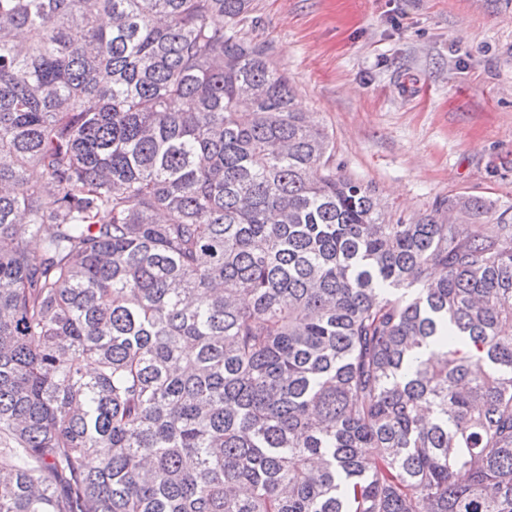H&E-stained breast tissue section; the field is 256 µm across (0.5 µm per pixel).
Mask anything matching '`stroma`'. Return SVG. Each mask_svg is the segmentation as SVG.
I'll return each instance as SVG.
<instances>
[{
	"label": "stroma",
	"mask_w": 512,
	"mask_h": 512,
	"mask_svg": "<svg viewBox=\"0 0 512 512\" xmlns=\"http://www.w3.org/2000/svg\"><path fill=\"white\" fill-rule=\"evenodd\" d=\"M242 32L389 218L477 196L475 229L512 207V0H254Z\"/></svg>",
	"instance_id": "obj_1"
}]
</instances>
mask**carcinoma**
<instances>
[{
  "label": "carcinoma",
  "mask_w": 512,
  "mask_h": 512,
  "mask_svg": "<svg viewBox=\"0 0 512 512\" xmlns=\"http://www.w3.org/2000/svg\"><path fill=\"white\" fill-rule=\"evenodd\" d=\"M251 2L0 0V512H512V215L386 221Z\"/></svg>",
  "instance_id": "1"
}]
</instances>
